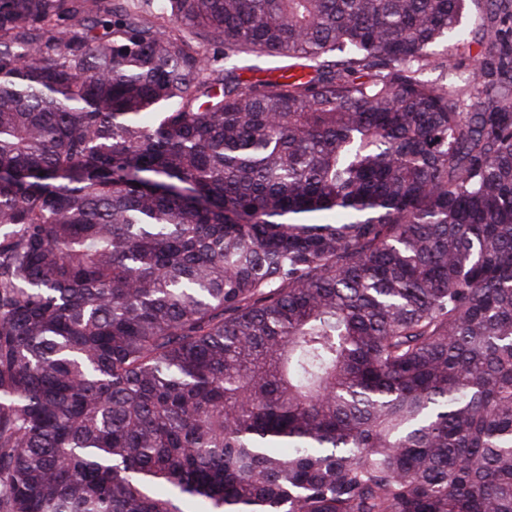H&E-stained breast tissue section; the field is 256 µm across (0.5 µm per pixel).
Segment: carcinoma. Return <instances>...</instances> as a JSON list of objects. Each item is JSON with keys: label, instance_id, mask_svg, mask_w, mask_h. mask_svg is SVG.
Masks as SVG:
<instances>
[{"label": "carcinoma", "instance_id": "obj_1", "mask_svg": "<svg viewBox=\"0 0 512 512\" xmlns=\"http://www.w3.org/2000/svg\"><path fill=\"white\" fill-rule=\"evenodd\" d=\"M467 2L0 0V512H512V0L422 77ZM492 17L486 11L483 2L472 5L470 11L461 19V27L468 34V41H448L435 48L436 57L439 61H448V72L442 68L428 69L425 76L429 79L457 81L458 73L451 69V63L466 59V63L474 64L478 58L481 47L474 42V35L481 32L484 27L491 24ZM458 82V81H457Z\"/></svg>", "mask_w": 512, "mask_h": 512}]
</instances>
